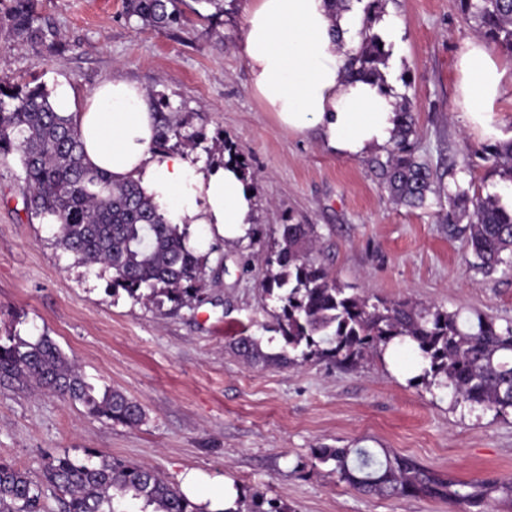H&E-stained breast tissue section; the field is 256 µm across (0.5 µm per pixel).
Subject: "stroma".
<instances>
[{
  "label": "stroma",
  "instance_id": "35a3bbf8",
  "mask_svg": "<svg viewBox=\"0 0 512 512\" xmlns=\"http://www.w3.org/2000/svg\"><path fill=\"white\" fill-rule=\"evenodd\" d=\"M48 45H18L0 28V80L84 96L105 79L137 81L165 97L201 144L205 166L240 158L252 178L255 238L210 239L205 300L173 309L111 291V274L55 244V225L28 212L17 160L0 166V334L31 341L48 334L89 383L139 401L135 427L89 417L83 407L0 386V459L40 471L46 458L97 452L149 466L175 487L197 477V497L222 487L263 493L288 512H457L432 498L366 496L340 481L319 448H366L408 457L442 478H512V409L453 404L448 390L416 381L414 356H370L344 369L319 358L252 365L230 347L251 335L283 352L280 310L262 286V258L282 224H311L319 257L351 291L512 324V270L485 274L466 238L448 222L445 195L425 207L394 202L383 187L381 154H331L313 135L283 130L250 85L242 50L241 0L216 13L181 0L166 31L127 18L123 0H39ZM392 21L385 65L409 103L417 156L446 188L480 196L503 186L490 144L466 125L455 68L474 19L457 0H384L372 30Z\"/></svg>",
  "mask_w": 512,
  "mask_h": 512
}]
</instances>
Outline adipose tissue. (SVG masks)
I'll list each match as a JSON object with an SVG mask.
<instances>
[{
  "label": "adipose tissue",
  "mask_w": 512,
  "mask_h": 512,
  "mask_svg": "<svg viewBox=\"0 0 512 512\" xmlns=\"http://www.w3.org/2000/svg\"><path fill=\"white\" fill-rule=\"evenodd\" d=\"M242 12L253 91L282 128L315 133L330 153L346 158L392 146L396 87L352 80L344 70L347 54L359 47L355 9L336 10L330 0H243ZM457 70L458 103L468 125L486 139H502L495 111L512 84V56L492 53L472 38L458 55ZM53 105L79 125L85 163L113 182L136 183L168 223L192 224L227 241L243 238L256 223V197L234 161L207 168L185 154L155 149L157 114L137 83L104 80L80 103L63 82Z\"/></svg>",
  "instance_id": "1"
}]
</instances>
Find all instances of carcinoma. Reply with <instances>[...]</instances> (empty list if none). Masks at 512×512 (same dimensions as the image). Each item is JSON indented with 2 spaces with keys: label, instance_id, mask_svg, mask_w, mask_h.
Here are the masks:
<instances>
[{
  "label": "carcinoma",
  "instance_id": "cac0c4a2",
  "mask_svg": "<svg viewBox=\"0 0 512 512\" xmlns=\"http://www.w3.org/2000/svg\"><path fill=\"white\" fill-rule=\"evenodd\" d=\"M38 0H10L0 15L19 43L44 44L50 35L37 12ZM178 0H124L126 16L157 30L179 24ZM460 12L474 19L484 38L512 53V0H458ZM360 48L346 58L350 78L379 77L387 51L370 26L359 31ZM159 133L154 147L163 150L174 140L193 150L199 134L188 133L176 116L165 113L169 102L157 100ZM398 134L381 164L386 188L398 202L421 206L433 192V174L415 156L417 136L413 112L398 110ZM17 158L22 170L27 210L52 217L58 228L56 245L88 267L111 271L112 290L158 306L169 301L191 307L204 301L203 281L209 255L186 244L188 225L169 224L134 182L114 184L104 172L84 163L79 126L69 115L54 111L50 93L41 85L13 86L0 81V165ZM503 178L512 182V141L492 148ZM448 221L469 218L461 229L467 244L487 273L512 269V213L499 198L472 195L457 185L448 192ZM279 237L264 256L262 288L279 290L277 331L288 346L280 358L295 363L325 357L349 368L362 358L381 353L394 341L410 340L428 364L418 380L450 390L456 403L512 409V325L476 312L460 322V313L420 307L408 300L387 301L349 294L316 255L312 224H281ZM237 352L253 363L274 357L263 353L260 340L240 336ZM55 395L82 404L89 415L138 425L142 405L109 386L98 391L48 335L33 341L0 336V384ZM315 458L333 462L339 479L364 494L443 499L464 510L499 494L512 501V481L465 483L443 479L432 470L400 455L378 459L366 448H319ZM58 496L62 512H203L178 488L147 466H132L110 456L99 461L51 457L34 476L0 459V512H42L44 491ZM222 512H285L261 493L247 507Z\"/></svg>",
  "mask_w": 512,
  "mask_h": 512
}]
</instances>
